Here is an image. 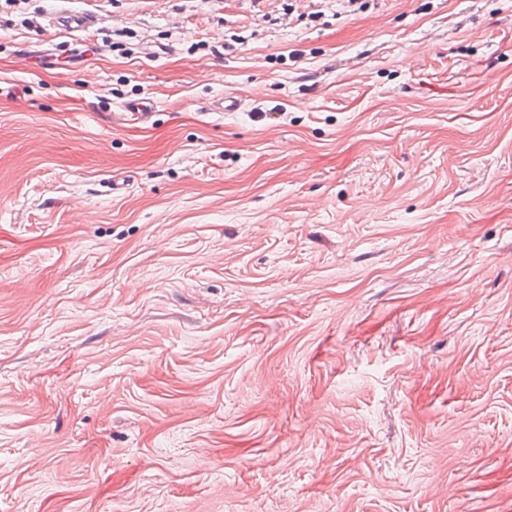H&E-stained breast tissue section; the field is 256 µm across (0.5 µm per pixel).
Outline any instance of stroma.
Instances as JSON below:
<instances>
[{
    "instance_id": "35a3bbf8",
    "label": "stroma",
    "mask_w": 512,
    "mask_h": 512,
    "mask_svg": "<svg viewBox=\"0 0 512 512\" xmlns=\"http://www.w3.org/2000/svg\"><path fill=\"white\" fill-rule=\"evenodd\" d=\"M361 2L0 0V512H512V0ZM57 28L68 31H86L95 25V17L83 12L63 9L54 14L52 17Z\"/></svg>"
}]
</instances>
